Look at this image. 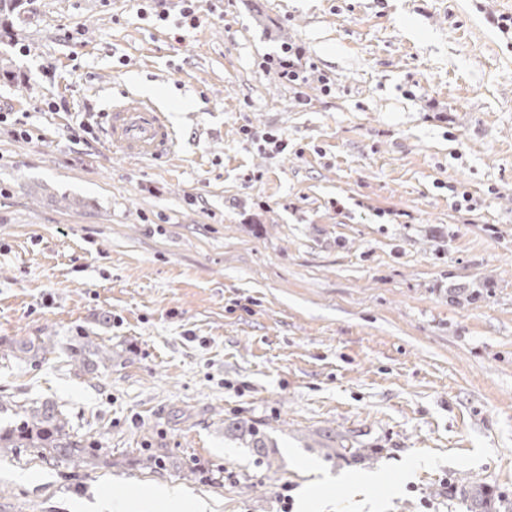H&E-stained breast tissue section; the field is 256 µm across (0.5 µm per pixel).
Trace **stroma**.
I'll return each instance as SVG.
<instances>
[{
  "mask_svg": "<svg viewBox=\"0 0 512 512\" xmlns=\"http://www.w3.org/2000/svg\"><path fill=\"white\" fill-rule=\"evenodd\" d=\"M181 8L26 0L0 43V113L29 116L0 124V394L105 459L0 460V512H149L151 486L206 512L512 500V37L488 21L512 0ZM285 42L320 80L261 68ZM145 85L179 143L142 162L104 128ZM44 334L117 356L94 380L8 357Z\"/></svg>",
  "mask_w": 512,
  "mask_h": 512,
  "instance_id": "stroma-1",
  "label": "stroma"
}]
</instances>
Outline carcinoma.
<instances>
[{"label":"carcinoma","mask_w":512,"mask_h":512,"mask_svg":"<svg viewBox=\"0 0 512 512\" xmlns=\"http://www.w3.org/2000/svg\"><path fill=\"white\" fill-rule=\"evenodd\" d=\"M22 0H0V38L7 35L6 21L20 12ZM56 343L51 336H37L11 346L12 357L36 363L52 353ZM68 359L76 373L95 379L112 368V347L95 343L86 336H76L68 347ZM11 410L15 425L0 430V458L19 448H36L54 461L72 469L95 466L101 448L94 442L75 438L67 415L50 402L14 403Z\"/></svg>","instance_id":"1"}]
</instances>
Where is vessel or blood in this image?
<instances>
[{"label":"vessel or blood","mask_w":512,"mask_h":512,"mask_svg":"<svg viewBox=\"0 0 512 512\" xmlns=\"http://www.w3.org/2000/svg\"><path fill=\"white\" fill-rule=\"evenodd\" d=\"M108 134L113 146L131 158L157 159L177 144L165 113L135 96L113 107Z\"/></svg>","instance_id":"b4317fda"}]
</instances>
